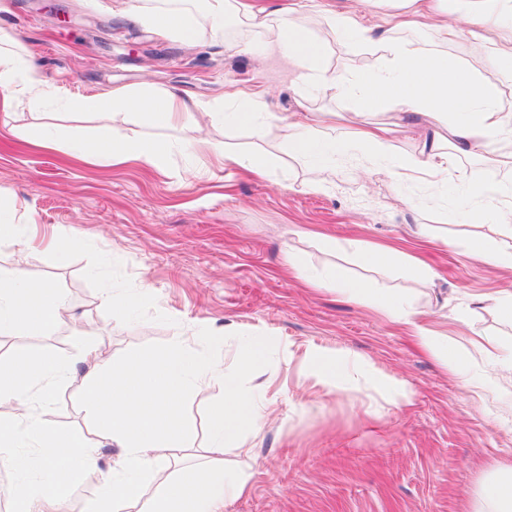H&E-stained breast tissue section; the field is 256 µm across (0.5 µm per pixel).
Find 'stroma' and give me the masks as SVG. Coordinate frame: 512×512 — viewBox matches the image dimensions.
<instances>
[{
	"mask_svg": "<svg viewBox=\"0 0 512 512\" xmlns=\"http://www.w3.org/2000/svg\"><path fill=\"white\" fill-rule=\"evenodd\" d=\"M200 24L197 45L162 36L118 16L113 0H0V25L15 31L50 86L70 98L42 108L20 104L0 123V219L32 225L33 272L66 298L68 320L25 337L34 353L76 361L95 340L103 356L157 351L181 336L234 369L241 337L265 339L266 358L246 377L262 395L269 376L282 389L275 420L229 450L225 465L251 467L249 494L226 512H473L482 483L497 466H512V393L488 387L474 393L435 358L419 352L404 330L332 286L312 290L305 278L332 266L403 295L424 323L448 340L475 369L492 358L474 348L482 336L512 344V326L491 299L512 283V272L468 253L469 240L490 232L497 203L461 210L466 180H509L489 158L457 157L439 182L395 181L390 158L420 156L433 130L411 125L387 155L369 154L350 127L324 130L344 143L343 153L321 163L311 158L273 167L269 179L218 171L210 156L186 144L194 112H185L167 137L176 151L161 166H112L66 153L64 144L90 139L110 126L119 137L149 134L133 109L107 114L71 106L74 98L118 88L179 90L189 104L216 113L212 139L238 147L283 150L272 124L263 138L219 120L263 93L278 115L351 112L356 97L296 84L281 54L269 52L263 29L212 28L205 0H181ZM354 16L365 32L358 41L335 39L330 59L352 71L357 57L376 59L374 43L385 24L382 9L362 0ZM392 38L448 54L498 84L500 104L512 110V83L478 66L466 40L449 44L432 28L395 30ZM50 132L58 149L36 146ZM330 177L321 191L308 181L320 169ZM70 238L68 252L54 238ZM336 241L326 247L323 237ZM454 242L446 248L444 239ZM387 245L403 260L368 269L351 244ZM303 258L302 276L290 274L288 251ZM418 259L435 273L420 278ZM131 310L101 303L103 289ZM344 356L347 374L335 388L300 398V358L308 344ZM405 389L402 404L396 389Z\"/></svg>",
	"mask_w": 512,
	"mask_h": 512,
	"instance_id": "1",
	"label": "stroma"
}]
</instances>
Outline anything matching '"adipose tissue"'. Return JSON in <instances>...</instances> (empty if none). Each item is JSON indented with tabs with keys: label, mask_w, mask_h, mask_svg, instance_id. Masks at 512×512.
<instances>
[{
	"label": "adipose tissue",
	"mask_w": 512,
	"mask_h": 512,
	"mask_svg": "<svg viewBox=\"0 0 512 512\" xmlns=\"http://www.w3.org/2000/svg\"><path fill=\"white\" fill-rule=\"evenodd\" d=\"M388 6L401 27L442 26L449 40L465 39L474 45L485 66L501 79L512 82V26L492 28V17L512 15V0H373ZM210 14L217 19L231 16L245 25L266 30L267 47L288 54L289 66L298 81L313 89L350 92L358 96L361 109L344 113L348 125L357 130L361 145L376 155L389 149L391 127L370 125L368 114L394 111L396 118L421 116L447 124L450 114L463 115L465 123L449 127L450 151L431 144L422 158L397 161L391 178L414 179L425 173L438 177L448 171V155H480L494 152L496 163L512 171V113L498 102L499 89L478 71H472L447 56L390 37H378L375 45L382 68L375 74L348 75L329 60L321 29L357 34L354 19L315 0H290L285 18L269 25L262 0H208ZM125 19L146 22L159 34L179 35L194 44L199 23L187 10L159 8L143 12L135 0H126ZM15 33L0 26V109H9L16 95L30 104L44 105L49 87L38 77L31 55L15 51ZM134 105L150 135L133 139L114 137L108 127H99L90 143L69 145L71 155L111 165L139 162L161 165L173 144L158 137V130L173 125L186 106L173 90L136 93L116 89L80 102L83 111L108 113ZM332 112L314 117L310 112H292L274 119L258 94L249 95L244 109L228 113L235 126L261 135L273 121H280L288 156L299 159L325 144L335 153L336 141L321 142L322 121L335 120ZM191 142L198 151L212 154L221 168L265 177L274 156L264 149L236 151L214 143L204 132ZM497 199L508 222L501 235L474 239L469 252L493 267L512 268V185L497 181L471 182L461 206L470 201ZM9 235L18 257L12 267L0 268V335L24 336L54 326L66 302L52 285L30 277L28 252L32 247L29 228L7 224L0 228ZM334 283L342 295L368 304L374 310L405 326L423 349L436 354L469 386L483 378L471 371L463 358L418 319V313L401 295L370 287L368 282L348 278L333 267L317 279V286ZM264 358V339L247 336L235 371H225L221 361L191 347L177 336L154 352H131L111 361L97 360L96 349L82 356L89 368L77 374L74 366L51 354L34 355L16 346L7 361L0 362V469L13 477L9 495L10 512H58L60 502L88 474L99 473L96 495L84 512H224L228 500L251 489L252 472L237 469L227 473L224 454L238 447L244 433L261 430L277 403L275 381L266 385L270 396L257 401L242 378ZM307 379L316 386H333L348 370L346 358L310 346L301 357ZM217 383L220 396L209 415V437L194 466L180 465V453L190 445L192 424L186 403L203 385ZM77 385L80 402L91 417L94 430L84 435L61 427L46 418L57 391ZM119 453L106 471H99L105 445Z\"/></svg>",
	"instance_id": "obj_1"
}]
</instances>
